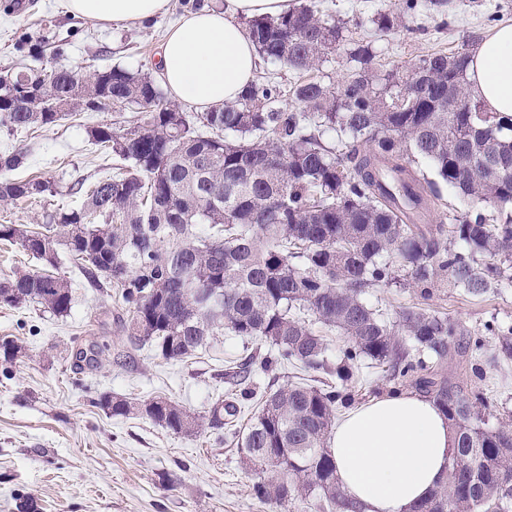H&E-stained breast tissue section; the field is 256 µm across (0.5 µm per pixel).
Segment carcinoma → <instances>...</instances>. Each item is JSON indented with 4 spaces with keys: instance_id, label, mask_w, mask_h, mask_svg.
Instances as JSON below:
<instances>
[{
    "instance_id": "carcinoma-1",
    "label": "carcinoma",
    "mask_w": 512,
    "mask_h": 512,
    "mask_svg": "<svg viewBox=\"0 0 512 512\" xmlns=\"http://www.w3.org/2000/svg\"><path fill=\"white\" fill-rule=\"evenodd\" d=\"M401 23L392 7L344 20L315 0L285 16L249 20L258 52L295 71L317 69L346 49L342 83L290 88L298 110L282 107L284 91L267 79L252 82L239 101L193 117L150 76L120 66L84 80L68 69L1 75L3 127L54 126L108 101L141 118L123 133L107 124L89 129L100 148L128 162L124 171L91 183L81 207L49 215L39 231L0 224V241L50 267L69 254L91 286L120 289L131 313L129 344L151 343L166 361L227 334L266 343L279 364L336 379L328 388L291 382L269 393L234 433L259 502L285 507L313 498L321 512H355L328 437L336 414L354 402L356 370L370 362L392 391L411 386L433 398L455 433L445 480L410 512H509L512 425L488 426L483 390L465 389L447 369L461 331L412 308L391 321L362 298L367 288L401 281L425 298L439 288L480 297L512 286V115L489 111L473 94L466 50L381 73L372 46L350 37L366 25L387 36ZM46 91L71 108L45 111ZM26 160L22 150L0 154V171ZM443 184L468 201L488 198L491 208L432 224ZM50 192L44 179L0 180V202ZM0 303L37 304L63 318L73 292L61 277L15 271L0 278ZM323 327L348 340L334 363L325 356ZM20 352L16 341L0 342L3 372ZM424 352L440 370L426 371L415 357ZM484 356L474 335L459 362L469 358L481 380ZM98 363L92 347L73 353L77 370ZM256 365L266 369L269 361L251 356L229 364L224 376L244 384ZM97 405L187 435L205 424L222 428L224 415L237 412L220 401L205 423L165 397L132 403L105 395Z\"/></svg>"
}]
</instances>
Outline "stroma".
Instances as JSON below:
<instances>
[{
	"instance_id": "35a3bbf8",
	"label": "stroma",
	"mask_w": 512,
	"mask_h": 512,
	"mask_svg": "<svg viewBox=\"0 0 512 512\" xmlns=\"http://www.w3.org/2000/svg\"><path fill=\"white\" fill-rule=\"evenodd\" d=\"M14 0H0V74L20 69L66 68L83 74L113 65L155 73L167 30L186 12L212 0H171L169 11L142 22L95 23L73 17L60 0H29L26 11ZM444 29L428 8L406 14L399 31L378 37L372 28L354 33L372 42L379 69L412 64L433 52L454 53L467 39L483 40L496 24L512 21V0H446ZM259 74L279 83L284 108H295L290 87L299 81L345 80L343 51L311 71L290 70L264 61ZM138 112L105 106L51 127H0V153L23 149L27 164L19 179L40 177L53 184L39 202H0V224L38 229L49 214L76 206L73 186L114 174L123 160L104 154L88 135L109 124L123 131L136 125ZM75 294L70 314L58 318L34 304H0V339L17 341L23 352L8 374L0 373V512H20L30 499L39 512H280L258 502L252 475L232 441L254 415L263 395L293 382L299 371L275 364L249 383L251 396L224 381V363L246 356H268L261 342L221 336L183 362H167L148 345L132 348L125 323L129 313L115 290L92 288L79 265L61 255L53 270ZM366 299L395 319L416 306L447 316L461 331L483 336L487 355L498 354L501 338L492 327L512 325V288L472 298L451 288L422 299L413 288H372ZM99 348L97 368L74 370L72 347ZM491 400L489 426L512 418V360L488 368L481 383ZM108 393L132 402L163 396L191 414H208L219 400L239 412L219 430L175 434L139 415L109 417L94 404Z\"/></svg>"
}]
</instances>
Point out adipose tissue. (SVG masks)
I'll use <instances>...</instances> for the list:
<instances>
[{"label":"adipose tissue","mask_w":512,"mask_h":512,"mask_svg":"<svg viewBox=\"0 0 512 512\" xmlns=\"http://www.w3.org/2000/svg\"><path fill=\"white\" fill-rule=\"evenodd\" d=\"M170 0H66L70 14L99 23L166 13ZM292 0H226L183 16L161 47L158 79L177 100L206 109L240 99L260 56L240 18L280 16ZM468 79L489 111L512 115V23L472 51ZM455 435L433 399L389 393L358 405L337 423L330 451L336 475L361 512H409L441 483Z\"/></svg>","instance_id":"adipose-tissue-1"}]
</instances>
